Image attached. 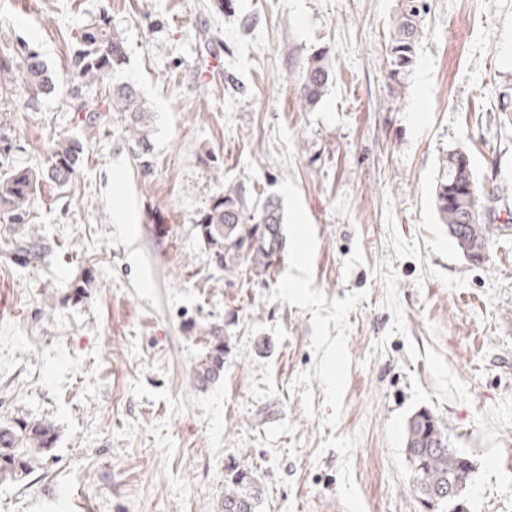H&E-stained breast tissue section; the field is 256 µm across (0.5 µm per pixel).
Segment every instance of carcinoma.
<instances>
[{
	"mask_svg": "<svg viewBox=\"0 0 512 512\" xmlns=\"http://www.w3.org/2000/svg\"><path fill=\"white\" fill-rule=\"evenodd\" d=\"M429 13L427 0H401L400 8L387 31L389 77L400 80L413 66L416 48ZM18 71L27 87L26 108L34 110L40 99L56 89L55 78L41 56L27 46L17 53ZM75 85L71 97L78 101L76 111L91 124L108 120L109 113L121 112L127 119L124 131L131 136L136 160L148 171L152 167L151 148L144 120L147 109L133 84L123 79L127 64L125 43L112 29L109 16H101L81 29L72 53ZM334 69L327 51L312 54L298 76V93L305 106H318L333 81ZM112 79L108 107L87 95L84 88ZM84 154L83 142L73 136L57 139L50 150L47 165L36 171L6 169L0 173V214L11 224H24L37 190L45 182L63 184L78 172ZM478 193L476 176L466 152L454 149L441 160L433 203L440 223L456 250L471 257L479 248L487 249L496 228L487 218L466 223ZM281 204L267 198L249 209L241 190L218 193L200 215L198 224L212 260L224 272L264 278L281 256L283 237ZM206 351L196 366L195 380L208 385L224 371V332L219 327L204 331ZM57 441L56 426L47 420L16 421L0 425V483H23ZM406 456L414 471L416 489L430 512H456L464 501V489L473 466L465 456L449 447L448 432L428 411H419L405 429ZM231 483L224 490V512H257L260 491L246 469L231 467Z\"/></svg>",
	"mask_w": 512,
	"mask_h": 512,
	"instance_id": "1",
	"label": "carcinoma"
}]
</instances>
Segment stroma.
I'll return each mask as SVG.
<instances>
[{
	"instance_id": "35a3bbf8",
	"label": "stroma",
	"mask_w": 512,
	"mask_h": 512,
	"mask_svg": "<svg viewBox=\"0 0 512 512\" xmlns=\"http://www.w3.org/2000/svg\"><path fill=\"white\" fill-rule=\"evenodd\" d=\"M211 2L0 0V57L27 42L58 80L34 111L22 79L0 96L10 164L40 169L66 134L85 146L27 223L0 219V424L58 432L26 484L0 485V512H223L232 464L259 512H426L404 451L420 410L473 463L468 512H512V0H428L399 82V0ZM103 14L149 106L147 172L121 113L88 126L68 94L75 38ZM319 49L336 76L309 109L298 76ZM458 146L478 187L511 186L478 263L433 204ZM230 188L282 204L264 279L225 275L201 239ZM214 325L224 372L201 386ZM387 31L389 77L400 80L413 66L416 48L429 13L426 0H401Z\"/></svg>"
}]
</instances>
